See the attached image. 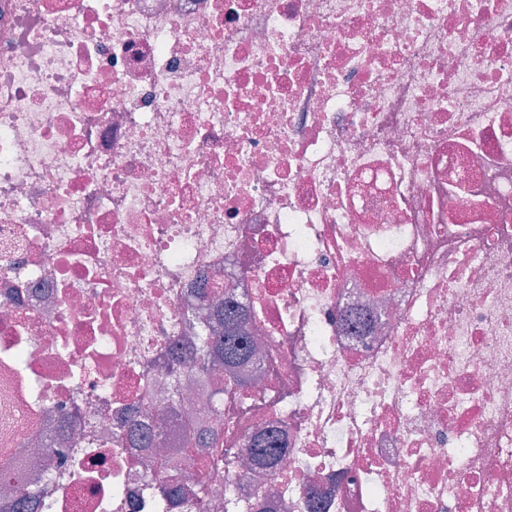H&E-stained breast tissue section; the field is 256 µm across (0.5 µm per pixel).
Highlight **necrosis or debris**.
<instances>
[{
	"mask_svg": "<svg viewBox=\"0 0 512 512\" xmlns=\"http://www.w3.org/2000/svg\"><path fill=\"white\" fill-rule=\"evenodd\" d=\"M205 279L255 364L177 508L207 392L166 361ZM9 483L48 512H512V0H0ZM248 449L255 468L270 470L282 461L287 447L274 430H263L251 438ZM183 463L180 460H174L170 464V468L173 472H179L183 468ZM170 478L164 483L162 489L164 493L173 499H177L182 503L189 504L196 498L207 493L208 488H206L202 483L197 482H187L179 477ZM171 482V483H170Z\"/></svg>",
	"mask_w": 512,
	"mask_h": 512,
	"instance_id": "1",
	"label": "necrosis or debris"
}]
</instances>
